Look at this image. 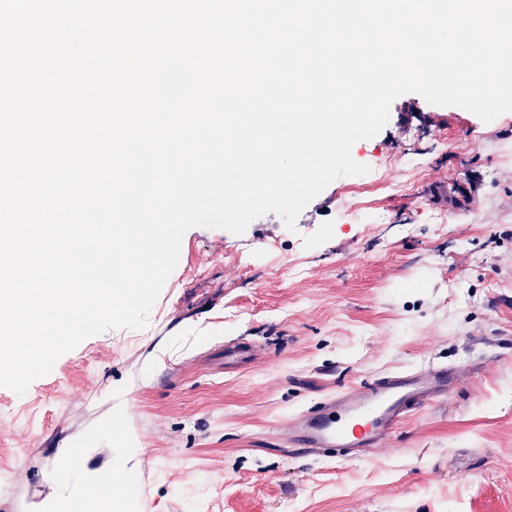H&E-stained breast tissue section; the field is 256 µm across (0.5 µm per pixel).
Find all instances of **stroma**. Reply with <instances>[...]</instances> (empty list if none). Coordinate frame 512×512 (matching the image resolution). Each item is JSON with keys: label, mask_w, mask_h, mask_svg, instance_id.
Segmentation results:
<instances>
[{"label": "stroma", "mask_w": 512, "mask_h": 512, "mask_svg": "<svg viewBox=\"0 0 512 512\" xmlns=\"http://www.w3.org/2000/svg\"><path fill=\"white\" fill-rule=\"evenodd\" d=\"M294 228L194 227L141 329L82 341L0 387V503L41 512L60 449L123 463L136 512H512V112L396 98ZM474 176L465 206L430 183ZM261 350L225 370L226 342ZM464 374L360 460L289 448V420L377 374Z\"/></svg>", "instance_id": "stroma-1"}]
</instances>
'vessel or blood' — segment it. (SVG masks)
Instances as JSON below:
<instances>
[{
    "instance_id": "vessel-or-blood-1",
    "label": "vessel or blood",
    "mask_w": 512,
    "mask_h": 512,
    "mask_svg": "<svg viewBox=\"0 0 512 512\" xmlns=\"http://www.w3.org/2000/svg\"><path fill=\"white\" fill-rule=\"evenodd\" d=\"M257 356L245 341L226 344L225 365H247ZM456 374L441 364L386 372L373 380L343 390L300 414L288 425V443L312 453L340 449L344 457L359 459L389 444L396 429L410 413L446 398ZM80 449L53 458L52 476H72L79 470Z\"/></svg>"
}]
</instances>
